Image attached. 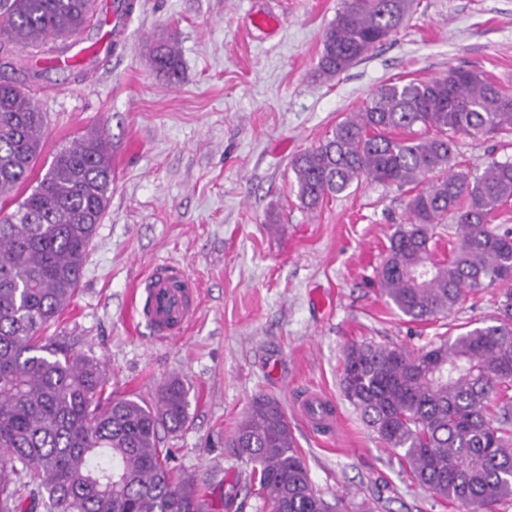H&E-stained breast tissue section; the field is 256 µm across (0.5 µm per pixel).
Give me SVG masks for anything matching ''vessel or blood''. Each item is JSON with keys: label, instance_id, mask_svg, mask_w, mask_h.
I'll use <instances>...</instances> for the list:
<instances>
[{"label": "vessel or blood", "instance_id": "b4317fda", "mask_svg": "<svg viewBox=\"0 0 512 512\" xmlns=\"http://www.w3.org/2000/svg\"><path fill=\"white\" fill-rule=\"evenodd\" d=\"M194 285L182 271L166 265L152 269L143 286L134 288L132 313L159 336H170L190 320L195 310Z\"/></svg>", "mask_w": 512, "mask_h": 512}]
</instances>
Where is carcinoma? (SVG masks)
<instances>
[{
    "instance_id": "cac0c4a2",
    "label": "carcinoma",
    "mask_w": 512,
    "mask_h": 512,
    "mask_svg": "<svg viewBox=\"0 0 512 512\" xmlns=\"http://www.w3.org/2000/svg\"><path fill=\"white\" fill-rule=\"evenodd\" d=\"M415 0H343L324 30L327 80L397 33ZM0 198L31 176L45 113L13 79L39 75L49 37L94 21V0H0ZM153 67L181 79L172 43ZM512 129V92L457 67L425 82L381 85L318 145L291 161L307 209L366 178L414 191L394 225L375 280L386 303L423 322L446 317L467 294L492 290V323L438 336L417 352L373 341L344 350V397L414 481L460 512L512 502V225L494 223L512 201V161L454 170L457 135ZM108 136L88 134L53 154L38 186L0 217V512H210L193 484L174 478L160 432L189 421L177 378L151 400L104 397V362L42 336L78 290L88 247L112 194ZM448 255L438 256L448 217ZM224 448L254 464L268 512L349 510L313 486L280 403L257 396Z\"/></svg>"
}]
</instances>
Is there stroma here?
I'll return each mask as SVG.
<instances>
[{"label":"stroma","mask_w":512,"mask_h":512,"mask_svg":"<svg viewBox=\"0 0 512 512\" xmlns=\"http://www.w3.org/2000/svg\"><path fill=\"white\" fill-rule=\"evenodd\" d=\"M118 37L88 27L68 43L80 65L41 74L31 89L46 114L29 180L0 209L37 187L56 151L99 128L112 143V197L86 255L79 291L47 328L105 363L113 395H154L180 377L189 422L162 446L196 482L212 512H263L229 456V437L260 394L285 409L310 478L327 499L378 497L383 512H457L413 482L341 390L344 349L374 341L416 350L434 336L491 321L490 294L467 296L448 317L407 321L373 282L391 225L405 216L396 186L364 180L301 207L292 158L389 80L427 81L471 68L512 90V0H416L397 34L345 73H316L322 36L342 0H131ZM274 14L276 30L254 27ZM173 41L183 70L171 85L150 47ZM512 160V132L455 139L456 170ZM156 265L193 281L192 323L159 339L136 322L129 292ZM321 393L334 432L312 429L303 406Z\"/></svg>","instance_id":"obj_1"}]
</instances>
